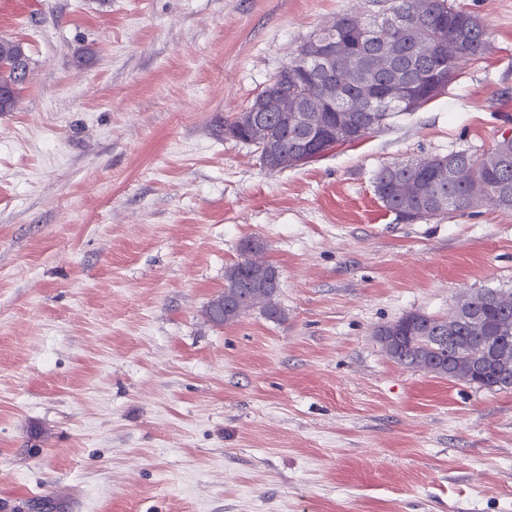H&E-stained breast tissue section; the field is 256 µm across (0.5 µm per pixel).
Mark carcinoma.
Returning <instances> with one entry per match:
<instances>
[{
  "label": "carcinoma",
  "mask_w": 512,
  "mask_h": 512,
  "mask_svg": "<svg viewBox=\"0 0 512 512\" xmlns=\"http://www.w3.org/2000/svg\"><path fill=\"white\" fill-rule=\"evenodd\" d=\"M469 19L471 14L452 0H382L381 11L367 20L353 12L336 16L333 28L305 40L270 83L288 104L303 105L321 128H346L345 139L352 144L382 131L392 117L405 111L399 100L398 78L406 76L419 82L431 73L435 82L446 87L463 63L487 49L486 29L481 25L465 26ZM332 32L344 42L350 58L336 64V70L312 77L307 45ZM384 40L394 43L396 54L388 67L381 68L375 59ZM21 57L30 61L25 45L1 35L0 86L8 93L0 95V112H12L16 107L29 68L27 64L19 67ZM333 82L342 95L336 99V111L328 112L325 89ZM282 116L281 112H268L266 120L268 137L279 157L286 161L299 149L304 133L285 124ZM218 132L253 144L254 134L241 112L220 123ZM455 157L459 175L454 179L445 174L446 156L381 167L375 174V188L384 207L397 214L411 212L421 219L451 215L483 204L512 209V161L503 163L500 147L479 156L475 168L470 166L472 155L461 151ZM259 247V243L248 244L241 260L225 270L224 291L205 309L213 323H234L253 308L261 309L271 319L282 317L275 302L279 273L273 265L253 259L252 250ZM467 302L480 314L484 328L466 321L457 324L456 334L461 336V342L454 349L440 340L448 335V322L421 312L407 313L377 327L375 333L390 329L392 335L399 337L395 361L402 365L408 364L416 338H425L432 344V373L440 377L448 376V360L469 351L479 357L478 385L500 391L495 366L482 357V330L491 332L504 317H512V293L503 301L490 296V289L484 288L467 296Z\"/></svg>",
  "instance_id": "obj_1"
}]
</instances>
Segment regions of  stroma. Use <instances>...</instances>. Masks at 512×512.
I'll return each instance as SVG.
<instances>
[{"instance_id":"obj_1","label":"stroma","mask_w":512,"mask_h":512,"mask_svg":"<svg viewBox=\"0 0 512 512\" xmlns=\"http://www.w3.org/2000/svg\"><path fill=\"white\" fill-rule=\"evenodd\" d=\"M388 129L284 171L215 132L378 0H0V512H512V391L401 365L377 326L512 291V210L407 223L384 165L512 132V0ZM250 240L281 319L213 324ZM24 57L26 64L19 70L18 60ZM30 56L22 42L11 37L0 36V86L9 91L0 95V112L14 111L19 91L29 71Z\"/></svg>"}]
</instances>
